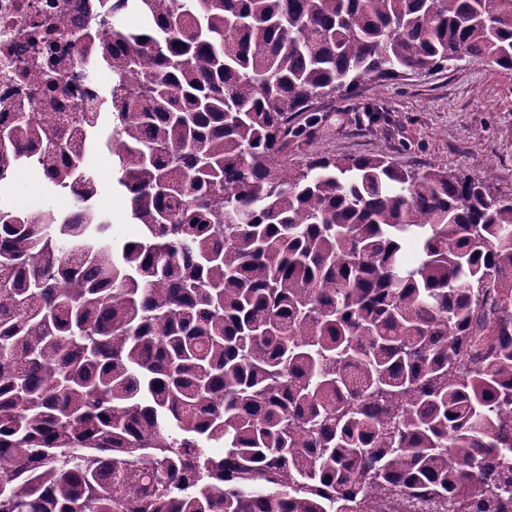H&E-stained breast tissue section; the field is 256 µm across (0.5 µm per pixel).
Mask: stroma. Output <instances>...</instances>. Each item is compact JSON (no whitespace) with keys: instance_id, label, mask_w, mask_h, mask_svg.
<instances>
[{"instance_id":"obj_1","label":"stroma","mask_w":512,"mask_h":512,"mask_svg":"<svg viewBox=\"0 0 512 512\" xmlns=\"http://www.w3.org/2000/svg\"><path fill=\"white\" fill-rule=\"evenodd\" d=\"M381 108L370 122L366 106ZM288 159L303 162L325 155L391 157L405 168L432 165L487 181L493 192L512 193V76L494 67L459 62L437 74L401 81H364L354 98L318 102L296 120ZM91 162L99 186L97 208L108 216L110 233L120 242L135 239L128 199L112 188V155L96 152ZM12 203L29 210L45 205L60 212L74 208L69 194L47 193L28 172L15 180Z\"/></svg>"}]
</instances>
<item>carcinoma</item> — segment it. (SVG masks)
I'll return each mask as SVG.
<instances>
[{"mask_svg":"<svg viewBox=\"0 0 512 512\" xmlns=\"http://www.w3.org/2000/svg\"><path fill=\"white\" fill-rule=\"evenodd\" d=\"M107 16L75 33L112 71L99 111L0 116V512H362L367 492L512 512V195L288 161L299 114L365 80L512 75V0ZM106 107L141 226L123 243L89 170ZM21 169L74 212L15 210Z\"/></svg>","mask_w":512,"mask_h":512,"instance_id":"1","label":"carcinoma"}]
</instances>
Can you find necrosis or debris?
Segmentation results:
<instances>
[{
    "instance_id": "obj_1",
    "label": "necrosis or debris",
    "mask_w": 512,
    "mask_h": 512,
    "mask_svg": "<svg viewBox=\"0 0 512 512\" xmlns=\"http://www.w3.org/2000/svg\"><path fill=\"white\" fill-rule=\"evenodd\" d=\"M103 17L102 0H0V113L43 111L18 72L31 58L50 55L62 61L50 93L55 111L97 110L99 85L76 66L81 48L73 34Z\"/></svg>"
}]
</instances>
